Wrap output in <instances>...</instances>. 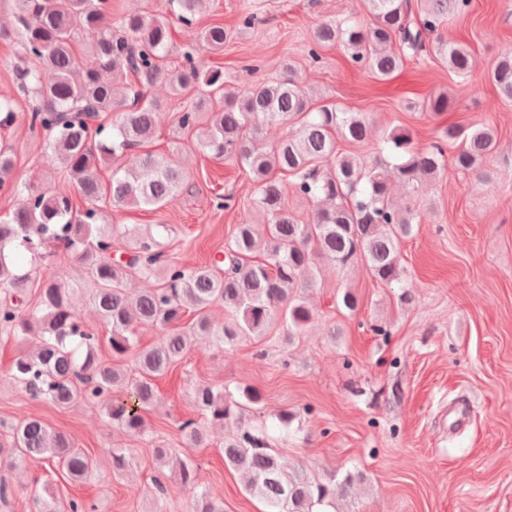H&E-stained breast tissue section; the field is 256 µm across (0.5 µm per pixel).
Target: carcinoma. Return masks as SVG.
<instances>
[{
	"instance_id": "cac0c4a2",
	"label": "carcinoma",
	"mask_w": 512,
	"mask_h": 512,
	"mask_svg": "<svg viewBox=\"0 0 512 512\" xmlns=\"http://www.w3.org/2000/svg\"><path fill=\"white\" fill-rule=\"evenodd\" d=\"M368 22L323 20L312 31L306 53L315 62L320 51L335 44L347 61L387 81L407 61L436 54L448 69L466 79L476 67L469 47L445 40L440 28L467 11L470 0H364ZM201 0H165L162 10L143 7L112 18V0H13L15 25L0 26V40H19L23 64L16 67L19 92L35 101L29 124L46 132V160L63 169L89 203L76 206L65 195L28 185L22 204L0 217V288L11 300L0 303V330L24 344L35 338L33 352L15 358L11 375L33 400L58 406L74 402L102 403L112 424L130 434L145 429L143 413L158 399L155 379L182 360L195 337L218 346L243 336H264L282 322L297 336L313 317L303 290L313 287V268L327 261L340 270L361 261L387 285L402 283L401 243L419 223L415 207L396 205L390 182H400L407 194L438 180L448 163L478 179L490 176L489 159L497 150L494 132L484 126L468 131L448 126L424 149L413 146L409 134L393 129L369 144L370 125L364 112H350L333 103L314 102L294 77L286 74L241 91L227 84L224 72L198 56L203 46L215 54L248 29L259 8L246 14L238 30L222 23L200 26ZM182 25L186 47L181 63L167 65L172 20ZM54 74L52 81L43 71ZM490 79L501 102L512 104V53L502 55ZM159 81L184 100L179 126L195 138L199 150L215 158H230L247 168L257 186L250 216L234 233L211 265L192 267L164 260L165 224L146 232L128 227L135 237L129 260L112 262V239L119 227L102 223L98 202L109 198L118 208L164 207L188 185L177 161L142 148L158 130L165 103L147 96ZM445 93L432 95L426 111L448 110ZM291 124L278 141L262 145L269 125ZM357 146L342 152L337 142ZM460 143L448 157V143ZM112 165L103 184L101 163ZM307 200L329 204L301 220L285 203L288 188ZM69 252L81 268L76 281L50 278L42 283L37 302L21 309L18 296L28 279L16 256L42 261L56 250ZM265 259L253 260L258 250ZM160 281L154 289L132 293L128 273ZM83 289L98 317L111 328L112 356L133 358L134 371L101 359L100 339L72 309L73 295ZM224 307L227 318L210 313ZM155 326L166 334L150 347L137 344L136 330ZM196 405L212 423L239 419L243 403L224 387L198 385ZM188 448L208 446L203 426L193 419L180 425ZM224 464L242 472L245 490L263 500L268 512H313L316 506L336 508V492L352 482L310 479L303 470H286L271 452L267 427H244L224 441ZM113 473L130 466L127 449L114 448ZM59 463L73 482L89 474L85 453L37 418L17 423L7 443L0 441V497L7 495L5 473L20 467ZM177 481L195 490L191 512H224V503L207 488H199L198 465L180 462ZM33 512H95V505L78 498L59 500L43 488Z\"/></svg>"
}]
</instances>
